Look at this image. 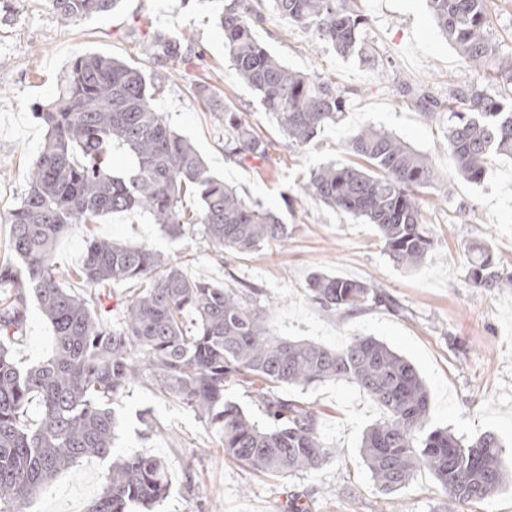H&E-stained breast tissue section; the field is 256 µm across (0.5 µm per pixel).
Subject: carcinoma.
<instances>
[{"label": "carcinoma", "mask_w": 512, "mask_h": 512, "mask_svg": "<svg viewBox=\"0 0 512 512\" xmlns=\"http://www.w3.org/2000/svg\"><path fill=\"white\" fill-rule=\"evenodd\" d=\"M121 0H51L64 20L105 15ZM274 9L328 42L342 56H367L365 19L345 0H272ZM429 9L461 59L482 74L512 83V55L493 42L485 0H428ZM224 50L236 76L259 97L290 145L311 143L336 122L346 101L336 83L281 64L255 38L263 21L254 0H223L217 15ZM180 39L156 33L146 53L157 59H190ZM161 75L97 53L73 60L55 98L36 117L45 142L26 175L25 192L7 218L13 260L0 262V512L23 506L81 457L111 461L101 493L87 512H146L170 489L168 466L138 453L114 456L117 421L111 404L147 384L190 408L222 439L224 453L253 470L290 475L318 469L335 454L317 432L309 406L279 397L273 387H309L345 381L362 389L383 418L362 436L360 455L380 492L405 488L429 471L449 498L481 502L498 492L509 474L503 443L486 431L465 440L433 424L430 394L415 366L386 343L353 336L336 348L283 340L265 326L266 308L256 288H229L186 275L177 259L150 246L86 242L78 273L89 288L135 280L142 288L112 325L93 309L95 296L60 286L54 254L71 224L102 214L142 211L173 237L184 233L180 203L198 197L194 223L217 253L249 254L286 239L273 212L246 201L207 168L193 146L152 106ZM196 96L224 112V155L238 163L267 158L264 136L242 113L196 87ZM452 122L445 128L449 170L477 184L495 155L512 158V105L472 86L448 97ZM133 158L126 173L112 170V146ZM357 161L310 171L312 199L375 227L383 251L397 265L419 267L432 251L416 190L438 179L422 154L395 135L368 128L353 138ZM468 276L476 288L501 281L492 250L473 246ZM310 300L329 312L372 304L392 306L370 280L312 274ZM37 302L53 331L51 355L21 369L11 345L23 335L27 303ZM244 379L266 422L259 424L226 398L225 384ZM39 406L32 426L27 406Z\"/></svg>", "instance_id": "1"}]
</instances>
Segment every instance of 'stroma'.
<instances>
[{"instance_id":"stroma-1","label":"stroma","mask_w":512,"mask_h":512,"mask_svg":"<svg viewBox=\"0 0 512 512\" xmlns=\"http://www.w3.org/2000/svg\"><path fill=\"white\" fill-rule=\"evenodd\" d=\"M366 21L363 36L370 58L340 56L277 13L263 0L258 40L290 70L326 76L347 99L338 122L308 146L289 145L256 93L240 82L224 52L216 26L215 0H121L111 14L70 22L49 0H0V260L12 258L7 217L25 187L45 129L36 119L52 101L59 80L81 54L98 53L161 74L165 91L153 107L189 140L219 178L248 201L261 202L288 227L280 245L248 255H217L199 229L167 236L143 212L107 214L94 224L70 225L58 241L54 261L60 284L75 294L86 286L76 266L86 242L107 239L152 246L177 257L192 278L224 286L260 289L271 335L344 344L364 334L386 343L417 368L430 391L435 425L471 438L491 431L502 438L503 458L512 469V282L473 287L467 276L470 241L492 247L499 268L512 273V159L494 158L485 180L472 184L448 170L447 113L427 116L416 102L426 93L444 101L450 90L476 86L504 103L512 82L485 79L467 68L441 34L426 0H347ZM188 38L192 62L157 61L144 44L155 32ZM207 85L269 141V155L244 164L224 156L220 111L205 107L195 84ZM410 93H402L401 84ZM391 132L426 155L439 174L420 190L434 246L423 265L398 267L383 252L372 225L312 200L305 185L312 169L351 161L350 143L361 128ZM315 272L373 280L398 303L330 314L306 293ZM52 328L29 303L23 335L13 344L19 367L44 360L52 350ZM278 395L317 413L318 433L337 454L320 468L295 475H265L225 457L213 430L179 402L152 387L135 388L115 404L120 453H149L168 464L170 490L154 512H512V486L479 503L443 496L430 472L416 473L392 495L379 492L359 455L366 428L380 420V407L357 386L324 382L301 389L281 386ZM107 462L79 459L37 493L25 512H86L99 494Z\"/></svg>"}]
</instances>
